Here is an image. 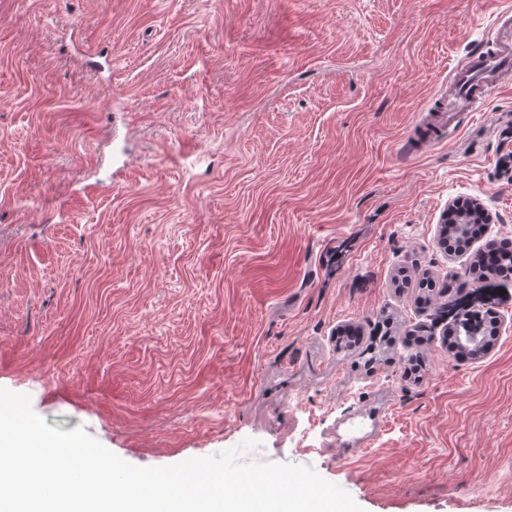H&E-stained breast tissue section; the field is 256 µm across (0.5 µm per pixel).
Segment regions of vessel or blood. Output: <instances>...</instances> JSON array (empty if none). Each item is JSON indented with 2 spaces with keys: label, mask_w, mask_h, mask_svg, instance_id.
Here are the masks:
<instances>
[{
  "label": "vessel or blood",
  "mask_w": 512,
  "mask_h": 512,
  "mask_svg": "<svg viewBox=\"0 0 512 512\" xmlns=\"http://www.w3.org/2000/svg\"><path fill=\"white\" fill-rule=\"evenodd\" d=\"M512 82V12L500 11L493 34L456 70L438 96L435 111L456 117L461 112L480 111L504 84Z\"/></svg>",
  "instance_id": "1"
}]
</instances>
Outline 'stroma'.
<instances>
[{"mask_svg": "<svg viewBox=\"0 0 512 512\" xmlns=\"http://www.w3.org/2000/svg\"><path fill=\"white\" fill-rule=\"evenodd\" d=\"M508 8L0 0V388L136 466L251 438L364 512H512V286L461 359L395 282L512 239V85L414 146ZM455 201L488 221L450 253Z\"/></svg>", "mask_w": 512, "mask_h": 512, "instance_id": "35a3bbf8", "label": "stroma"}]
</instances>
